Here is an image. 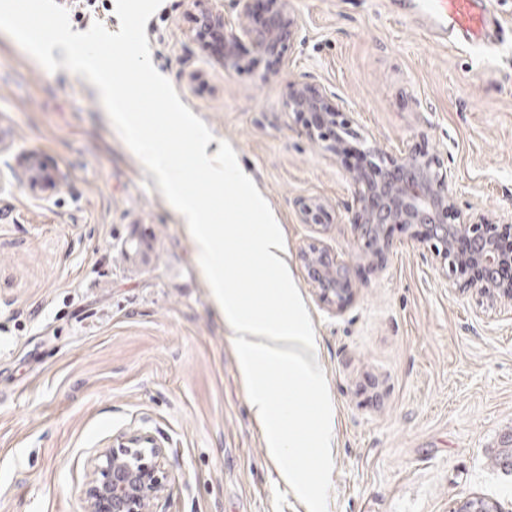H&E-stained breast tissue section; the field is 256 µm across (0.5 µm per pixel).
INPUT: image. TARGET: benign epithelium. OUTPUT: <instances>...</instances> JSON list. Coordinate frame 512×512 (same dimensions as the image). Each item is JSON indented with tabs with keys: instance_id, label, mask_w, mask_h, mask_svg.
<instances>
[{
	"instance_id": "1",
	"label": "benign epithelium",
	"mask_w": 512,
	"mask_h": 512,
	"mask_svg": "<svg viewBox=\"0 0 512 512\" xmlns=\"http://www.w3.org/2000/svg\"><path fill=\"white\" fill-rule=\"evenodd\" d=\"M237 26L227 32L224 12L211 5L198 7L195 24L202 49L218 47V61L224 69L248 65L240 54L248 42L265 59L267 68L278 73L288 65V55L296 41L299 22L292 0H234ZM349 107L325 87L304 80L290 85L286 111L305 120L311 139L327 143L336 156L347 150L343 132L351 131ZM374 159L358 169H349L353 187L351 224L356 239L370 257L380 263L390 248L388 229L396 225L410 237L429 246L446 278L463 289L512 302V280H496L497 272L512 262V251H503L495 233L496 223L479 212L465 213L458 207L453 175L434 156L412 150L372 152ZM51 179L48 172L38 175L26 164L23 182L34 190ZM303 224H331L335 206L316 197L295 200ZM465 239L471 249L465 255L455 251L457 241ZM300 260L311 285L320 290L323 300L342 306L352 295L350 265L327 253L316 243L301 249ZM477 265L483 278L471 281L467 267ZM165 449L113 447L94 461L93 478L86 489V512H156V502L166 490L161 467Z\"/></svg>"
}]
</instances>
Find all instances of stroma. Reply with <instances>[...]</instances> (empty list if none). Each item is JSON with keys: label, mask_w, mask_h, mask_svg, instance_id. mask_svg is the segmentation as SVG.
Here are the masks:
<instances>
[{"label": "stroma", "mask_w": 512, "mask_h": 512, "mask_svg": "<svg viewBox=\"0 0 512 512\" xmlns=\"http://www.w3.org/2000/svg\"><path fill=\"white\" fill-rule=\"evenodd\" d=\"M287 67L224 69L195 39L190 0L147 21L151 59L231 144L281 224L334 406L330 512H512V476L487 457L512 434V303L459 289L400 228L382 266L350 222L352 159L285 109L306 80L346 100L368 149L435 155L458 205L512 224V0H490L495 47L440 45L391 0H293ZM37 159L53 191L16 178ZM332 202V224L294 202ZM347 261L355 294L323 303L298 252ZM233 333L192 236L83 76L47 71L0 32V512H85L92 460L113 438L165 450L157 512H307L253 419ZM298 217L303 224H332L336 216L335 206L316 197H300L295 200Z\"/></svg>", "instance_id": "stroma-1"}]
</instances>
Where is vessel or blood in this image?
I'll use <instances>...</instances> for the list:
<instances>
[{"label": "vessel or blood", "mask_w": 512, "mask_h": 512, "mask_svg": "<svg viewBox=\"0 0 512 512\" xmlns=\"http://www.w3.org/2000/svg\"><path fill=\"white\" fill-rule=\"evenodd\" d=\"M398 11L420 17L430 35H453L456 44L487 45L499 30L488 0H402Z\"/></svg>", "instance_id": "obj_1"}]
</instances>
